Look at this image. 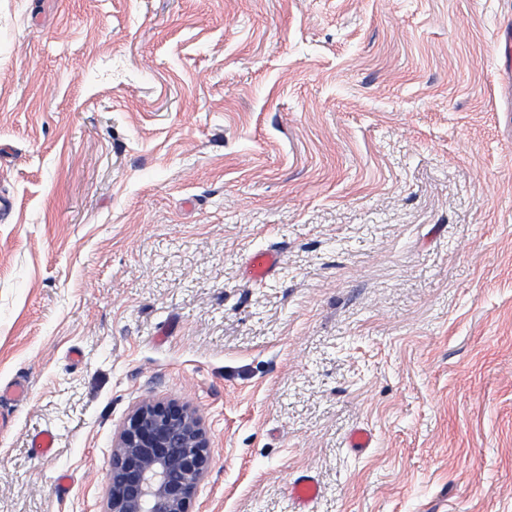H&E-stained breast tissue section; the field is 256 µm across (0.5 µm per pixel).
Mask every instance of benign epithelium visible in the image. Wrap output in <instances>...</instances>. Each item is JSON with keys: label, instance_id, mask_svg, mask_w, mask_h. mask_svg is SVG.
<instances>
[{"label": "benign epithelium", "instance_id": "7a95c632", "mask_svg": "<svg viewBox=\"0 0 512 512\" xmlns=\"http://www.w3.org/2000/svg\"><path fill=\"white\" fill-rule=\"evenodd\" d=\"M209 460L196 415L147 398L113 444L105 512H192Z\"/></svg>", "mask_w": 512, "mask_h": 512}]
</instances>
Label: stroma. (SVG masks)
Returning <instances> with one entry per match:
<instances>
[{
  "label": "stroma",
  "mask_w": 512,
  "mask_h": 512,
  "mask_svg": "<svg viewBox=\"0 0 512 512\" xmlns=\"http://www.w3.org/2000/svg\"><path fill=\"white\" fill-rule=\"evenodd\" d=\"M511 27L0 0V512H104L146 397L206 431L193 512H512ZM280 262V254L273 249L261 248L254 251L248 260L246 277L253 282L262 281ZM319 494V485L312 475L297 477L290 486V497L295 504L297 512H310V504Z\"/></svg>",
  "instance_id": "obj_1"
}]
</instances>
